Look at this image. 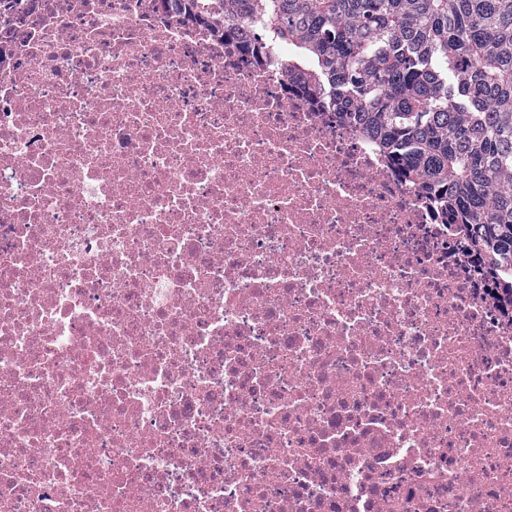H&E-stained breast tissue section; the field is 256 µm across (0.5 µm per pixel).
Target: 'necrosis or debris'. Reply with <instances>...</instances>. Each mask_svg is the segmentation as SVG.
<instances>
[{
	"instance_id": "4bbe7bcc",
	"label": "necrosis or debris",
	"mask_w": 512,
	"mask_h": 512,
	"mask_svg": "<svg viewBox=\"0 0 512 512\" xmlns=\"http://www.w3.org/2000/svg\"><path fill=\"white\" fill-rule=\"evenodd\" d=\"M459 242L280 61L0 0V512H512Z\"/></svg>"
}]
</instances>
